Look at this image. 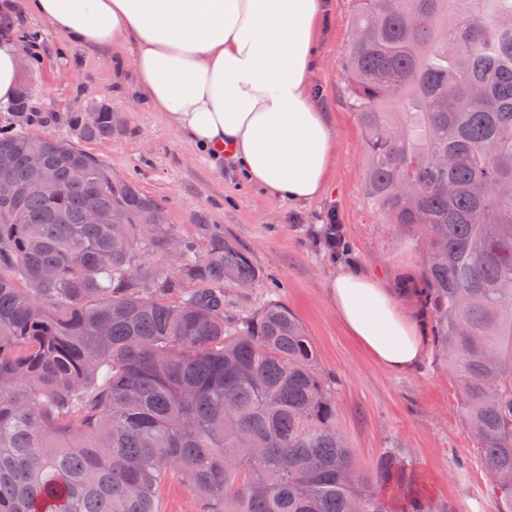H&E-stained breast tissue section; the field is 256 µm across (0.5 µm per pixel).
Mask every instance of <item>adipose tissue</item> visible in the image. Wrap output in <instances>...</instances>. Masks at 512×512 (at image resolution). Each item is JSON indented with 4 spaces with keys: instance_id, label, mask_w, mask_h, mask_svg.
<instances>
[{
    "instance_id": "1",
    "label": "adipose tissue",
    "mask_w": 512,
    "mask_h": 512,
    "mask_svg": "<svg viewBox=\"0 0 512 512\" xmlns=\"http://www.w3.org/2000/svg\"><path fill=\"white\" fill-rule=\"evenodd\" d=\"M52 31L117 52L120 78L214 162L297 204L326 189L336 149L309 88L328 0H30ZM337 317L383 367L413 371L427 346L409 290L340 267Z\"/></svg>"
}]
</instances>
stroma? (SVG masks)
<instances>
[{"instance_id": "1", "label": "stroma", "mask_w": 512, "mask_h": 512, "mask_svg": "<svg viewBox=\"0 0 512 512\" xmlns=\"http://www.w3.org/2000/svg\"><path fill=\"white\" fill-rule=\"evenodd\" d=\"M357 0H331L317 44L310 84L336 138L327 192L295 205L267 196L231 164L215 165L131 93L117 91L112 53L90 50L18 10L16 41L29 60L27 131L74 141L70 118L91 101L117 116L110 140L85 143L113 174L133 180L170 215L181 237L203 244L205 226L221 229L249 252L262 278L253 288H225L232 313L247 315L272 299L288 305L314 345L318 369L335 393L341 427L360 472L388 451L416 472L434 512H512L492 491L476 439L463 423L457 387L435 351L413 373L376 362L339 322L327 283L349 265L400 287L422 278V242L394 230L365 195V135L347 100L345 71ZM335 211L346 251L335 257L323 242Z\"/></svg>"}]
</instances>
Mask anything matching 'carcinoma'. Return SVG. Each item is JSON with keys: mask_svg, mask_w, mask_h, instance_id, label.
<instances>
[{"mask_svg": "<svg viewBox=\"0 0 512 512\" xmlns=\"http://www.w3.org/2000/svg\"><path fill=\"white\" fill-rule=\"evenodd\" d=\"M354 32L366 199L422 238L436 355L512 500V0H358ZM2 176L19 195L0 202V512H157L169 479L198 512H394L371 483L429 512L395 454L357 474L287 305L224 314L225 286L261 278L236 240L210 229L201 250L146 223L162 207L66 141L0 136ZM93 206L112 223H88ZM169 248L178 263L151 260Z\"/></svg>", "mask_w": 512, "mask_h": 512, "instance_id": "1", "label": "carcinoma"}]
</instances>
